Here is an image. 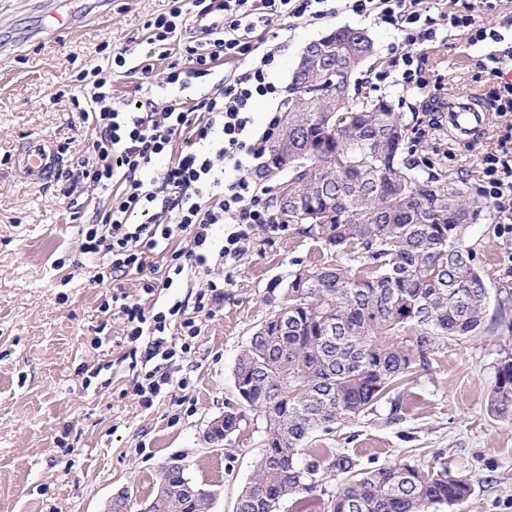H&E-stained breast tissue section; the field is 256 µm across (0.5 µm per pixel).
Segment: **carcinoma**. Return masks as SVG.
<instances>
[{
	"mask_svg": "<svg viewBox=\"0 0 512 512\" xmlns=\"http://www.w3.org/2000/svg\"><path fill=\"white\" fill-rule=\"evenodd\" d=\"M333 58L319 78L294 73L288 88V190L272 198L284 224L318 240L336 264L300 268L283 286L288 330L265 320L234 368L241 403L262 422L261 452L236 512H280L290 498L304 512H439L466 500L471 479L436 475L408 461L358 468L348 454L311 449L316 432L369 411L397 390L447 340L486 330L488 284L465 231L488 209L465 182L422 175L403 156L409 124L383 97L359 96L355 73L372 56L368 33L325 35ZM341 72L336 83L332 69ZM336 101L330 124L312 112ZM336 132H331V125ZM315 186L307 211H284L285 194ZM490 414L512 419V352L499 360L487 395ZM343 476L328 502L317 494L321 460ZM177 470L159 476L172 512H209Z\"/></svg>",
	"mask_w": 512,
	"mask_h": 512,
	"instance_id": "1",
	"label": "carcinoma"
}]
</instances>
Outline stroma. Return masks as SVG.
Instances as JSON below:
<instances>
[{
	"instance_id": "1",
	"label": "stroma",
	"mask_w": 512,
	"mask_h": 512,
	"mask_svg": "<svg viewBox=\"0 0 512 512\" xmlns=\"http://www.w3.org/2000/svg\"><path fill=\"white\" fill-rule=\"evenodd\" d=\"M474 5L485 27L512 32V0H438L430 14L437 37L423 47L429 87L406 91L386 71L400 35L373 20L340 13L318 23L289 20L286 31L267 37L277 54L272 78L287 89L303 48L332 29L367 30L375 55L362 77L371 95L391 98L404 118L419 116L411 135L418 170L463 176L472 192L482 186L483 158L495 152L506 118L491 116L483 140L460 144L437 125L431 95L479 94L495 103L501 86L487 64L492 43L469 46L466 32L449 28L441 12ZM167 0H0V512H104L116 492L131 495L134 512L156 488L161 467L181 458L186 476L214 491L210 512H234L254 473L260 434L254 414L239 407L234 367L240 351L281 300V281L302 266L334 263L321 244L288 224L273 232L256 227L233 268L184 270L175 288L153 298L144 279H164L171 249H156L144 271L96 283L103 265L83 251L85 225L103 216L109 194L92 182L70 191L66 179L27 182L15 164L23 142L51 143L70 167L86 149L92 127L73 104L91 85L80 73H112V105L124 107L137 86L167 101L161 85L169 62L152 73L141 63L154 53L145 24L165 11ZM71 14L59 30L55 16ZM125 63L116 66L115 55ZM466 241L490 286L487 331L442 343L427 368L416 369L399 388L332 434H316L313 447L332 448L372 467L397 460L447 468L470 477L472 492L453 512H512V420L487 411V394L505 349L512 345V302L501 293L512 284V231L497 206L469 225ZM224 284V300L198 315L201 329L188 354L167 367L173 392L144 408L134 396L138 373L126 322L104 309L112 296L151 308L154 301L194 299L209 281ZM238 408L240 428L228 448H213L207 423Z\"/></svg>"
}]
</instances>
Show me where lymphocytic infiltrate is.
<instances>
[{
    "mask_svg": "<svg viewBox=\"0 0 512 512\" xmlns=\"http://www.w3.org/2000/svg\"><path fill=\"white\" fill-rule=\"evenodd\" d=\"M429 11V0H169L167 10L147 28L162 57L176 52L183 59L171 64L167 74L177 95L160 110L143 88L134 111H120L112 106L111 77L95 83L90 98L94 136L66 173L72 184L89 179L110 192L103 217L85 231V251L103 255L112 274L122 275L144 268L161 243L188 237L190 249L171 255L169 277L144 281L142 290L150 296L172 288L186 264L231 267L256 226L279 229L265 188L248 175L280 121L274 115L262 134L253 130L254 102L278 99L281 92L271 78L276 55L261 47L265 32L290 18L311 23L343 12L373 18L402 37L388 60L397 84L419 90L427 85L420 48L436 36ZM448 23L466 31L469 45L488 40L501 44L500 54L489 55V62L512 59V45H505L504 35L478 24L472 11L452 14ZM187 26L197 37L183 43L178 34ZM219 67L223 78L200 96H188L194 81L210 78ZM181 133L188 136L187 148L173 151L172 140ZM162 156L167 163L161 178H150ZM229 168L235 173L230 180L224 177ZM482 174L485 197L512 220V155L486 157ZM167 212L176 214V223H161ZM218 226L224 229V241L216 249L212 237ZM186 309L179 299L149 312L138 303L119 306L128 340L143 348L145 366L133 393L144 407L169 393L166 363L178 351H189V339L200 333ZM178 335L186 339L179 347L172 342Z\"/></svg>",
    "mask_w": 512,
    "mask_h": 512,
    "instance_id": "lymphocytic-infiltrate-1",
    "label": "lymphocytic infiltrate"
}]
</instances>
